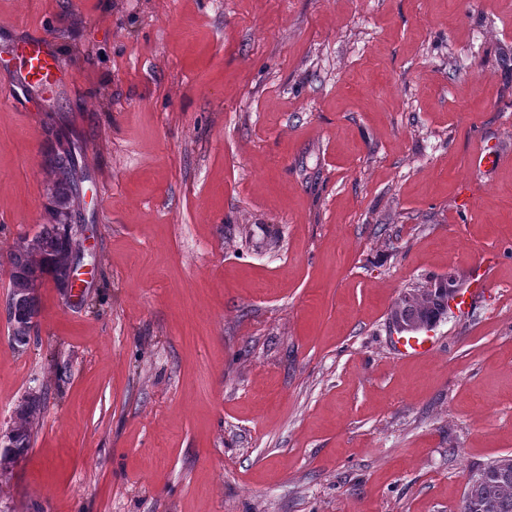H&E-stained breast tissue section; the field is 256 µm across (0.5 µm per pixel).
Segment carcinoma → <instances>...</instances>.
Listing matches in <instances>:
<instances>
[{"mask_svg":"<svg viewBox=\"0 0 512 512\" xmlns=\"http://www.w3.org/2000/svg\"><path fill=\"white\" fill-rule=\"evenodd\" d=\"M49 168L53 175L52 223L43 225L32 239L19 244L8 258V294L14 308L11 343L16 348L29 344L30 324L38 314V297L32 288L46 275L61 290L73 287L70 273L78 243L66 225L74 222V205L80 197L77 157L73 152L55 153L49 159ZM448 298L446 292L416 288L402 300L398 316L405 322L426 327L447 313ZM39 410L40 400L36 397L28 399L18 410L10 432L4 435L10 456L17 459L29 451ZM459 512H512V457H501L470 475Z\"/></svg>","mask_w":512,"mask_h":512,"instance_id":"cac0c4a2","label":"carcinoma"}]
</instances>
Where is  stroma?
<instances>
[{
  "label": "stroma",
  "mask_w": 512,
  "mask_h": 512,
  "mask_svg": "<svg viewBox=\"0 0 512 512\" xmlns=\"http://www.w3.org/2000/svg\"><path fill=\"white\" fill-rule=\"evenodd\" d=\"M70 145L79 285L26 347L0 312V422L41 399L0 512H458L512 455V0H0V299ZM24 48L23 82L27 85L42 86L51 75H61L63 67L51 43L45 39L28 40ZM450 297L454 298L448 292L415 288L402 300L399 311H392L391 317L398 314L404 322L410 321L426 327L447 313Z\"/></svg>",
  "instance_id": "35a3bbf8"
}]
</instances>
